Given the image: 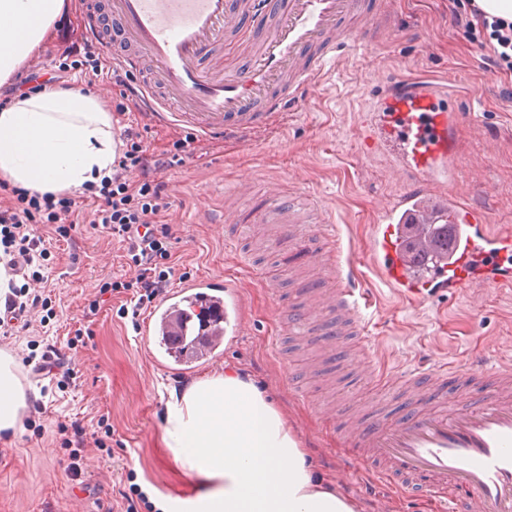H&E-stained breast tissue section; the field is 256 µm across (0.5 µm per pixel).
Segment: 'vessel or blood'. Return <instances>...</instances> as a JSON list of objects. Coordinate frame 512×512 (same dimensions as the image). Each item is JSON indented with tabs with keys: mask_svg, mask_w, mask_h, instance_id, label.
Instances as JSON below:
<instances>
[{
	"mask_svg": "<svg viewBox=\"0 0 512 512\" xmlns=\"http://www.w3.org/2000/svg\"><path fill=\"white\" fill-rule=\"evenodd\" d=\"M360 7L361 0H267L261 7L254 0L234 6L228 0H109L106 13L91 7L85 18L104 52L116 39L131 46L118 59L123 71L141 74L143 62H151L153 76L142 79L150 108L160 112L166 100H176V121L193 134L220 137L230 128L226 118H234L231 128L243 134L271 113L294 107L346 46L340 22ZM250 11L262 36L248 67L224 72L202 66L233 30L237 14ZM459 125L458 113L441 104L436 84L424 77L396 79L371 107L367 147L389 158L405 190L373 227L370 265L399 296L463 295L476 312L479 286L512 285V227L488 224L449 190ZM298 198L315 202L306 191L291 196L281 182H271L251 219L278 221L284 236H295L290 216ZM303 248L307 264L328 261L335 272L328 287L299 283L301 302L286 332L306 337L328 360L358 350L370 377L388 386L363 314L369 300L364 289L345 284L344 267L336 262L343 246L335 225L324 221L308 231ZM244 316L245 304L230 282L197 278L159 301L141 331L164 343L170 371L188 372L222 355ZM418 381L429 392L452 383L476 398L449 409L420 398L393 425L336 407L322 411L321 419L362 464L389 482L424 489L448 512H512V356L454 365L438 360L412 371L405 384Z\"/></svg>",
	"mask_w": 512,
	"mask_h": 512,
	"instance_id": "b4317fda",
	"label": "vessel or blood"
}]
</instances>
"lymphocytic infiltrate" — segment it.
<instances>
[{
    "label": "lymphocytic infiltrate",
    "mask_w": 512,
    "mask_h": 512,
    "mask_svg": "<svg viewBox=\"0 0 512 512\" xmlns=\"http://www.w3.org/2000/svg\"><path fill=\"white\" fill-rule=\"evenodd\" d=\"M123 147L112 163V174L103 178L99 188L102 202L94 221L108 229L123 246L126 258L136 269L133 278L116 279L112 289L131 292V312L139 314L162 296L171 271L164 262L174 237L170 225L161 223L160 213L168 206V185L163 173L181 166L194 143L187 136L175 140L172 148L154 150L142 134L126 128ZM77 201L68 194H37L13 188L8 204H0V253L12 275L27 276L35 259H48L51 251L40 232L41 225L51 224L58 237L69 238V219ZM43 298L30 294L27 286L10 285L0 303V332L28 324V316L42 304Z\"/></svg>",
    "instance_id": "f902f5d3"
}]
</instances>
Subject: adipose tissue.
Returning <instances> with one entry per match:
<instances>
[{"instance_id": "obj_1", "label": "adipose tissue", "mask_w": 512, "mask_h": 512, "mask_svg": "<svg viewBox=\"0 0 512 512\" xmlns=\"http://www.w3.org/2000/svg\"><path fill=\"white\" fill-rule=\"evenodd\" d=\"M63 0H0V84L41 52ZM116 131L99 93L51 88L0 107V181L59 194L112 174ZM26 394L0 353V431L15 430ZM162 440L194 480L159 512H359L314 469L297 432L252 380L228 368L194 381L165 405Z\"/></svg>"}]
</instances>
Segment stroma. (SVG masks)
<instances>
[{
  "label": "stroma",
  "instance_id": "35a3bbf8",
  "mask_svg": "<svg viewBox=\"0 0 512 512\" xmlns=\"http://www.w3.org/2000/svg\"><path fill=\"white\" fill-rule=\"evenodd\" d=\"M470 15L467 0H390L380 25L343 20L350 40L298 110L274 114L245 136L198 137V152L164 173L169 207L161 219L175 233L171 285L221 276L234 284L246 306L245 327L223 356L190 374L166 371L152 339L122 314L126 295L101 294L105 281L132 277L134 271L121 243L92 223L96 201L83 200L70 239L52 241V255L40 269L48 278L53 320L46 325L32 322L29 329L0 340L16 363L25 391L37 383L21 360L41 354L45 345L64 353L75 371L63 382L45 380L40 429L19 426L12 436H0V512H103V504L117 498L119 490L132 487L183 495L190 480L170 459L161 439L164 395L228 365L266 388L317 470L338 482L362 504L363 512H374L379 496L388 512H437L424 492L402 494L379 483L365 467H358L353 478L342 477L349 453L320 420V407L334 403L362 413L379 408L386 422L395 423L410 405V393L381 399L378 386L362 378V367L354 360L322 363L320 376L307 375L302 396L294 397L289 374L305 371L320 358L315 348L294 336L285 347L273 343L282 312L297 301L292 269L303 264L304 257L296 241L267 242L263 224H243L227 232L199 220L197 213L204 208L223 210L226 199H235L236 183L244 176L251 178L253 193L235 201L246 214L262 205L268 181L280 179L290 186L303 182L306 191L329 205L344 244L350 245L352 278L373 291L365 315L388 375L402 376L435 359L483 357L494 348L512 355V287L484 288V310L475 315L462 296L418 303L399 297L368 264L379 208L394 202L403 187L390 177L384 158L365 150L359 120L400 75L423 72L440 77L449 90L446 105L461 117L463 159L482 156L491 161L489 194L473 190L463 167L453 189L488 223L512 225V70L487 72L489 47L469 41L456 25ZM383 28L392 33L384 41L379 38ZM258 33L255 17L241 15L236 29L224 38L221 58L227 70L246 67L247 47ZM261 275L277 281V292L260 286ZM99 295L104 301L92 338L86 345L71 346L76 330L84 325V305ZM102 416L111 427V461L101 459L93 435H86L78 473L70 475L57 423L78 420L89 428Z\"/></svg>",
  "mask_w": 512,
  "mask_h": 512
}]
</instances>
